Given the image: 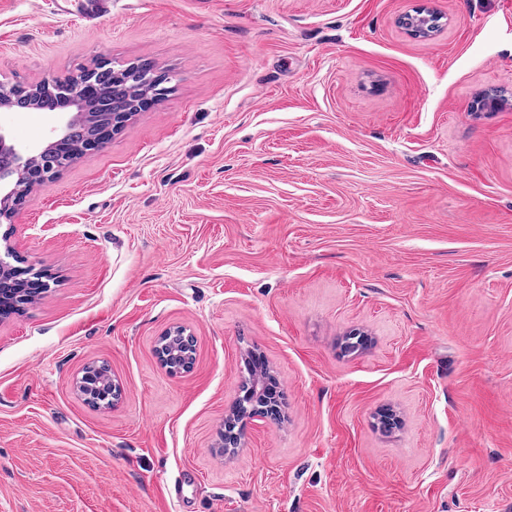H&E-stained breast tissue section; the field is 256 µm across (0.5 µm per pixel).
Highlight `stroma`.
<instances>
[{
	"mask_svg": "<svg viewBox=\"0 0 512 512\" xmlns=\"http://www.w3.org/2000/svg\"><path fill=\"white\" fill-rule=\"evenodd\" d=\"M103 58L173 90L0 221L50 276L0 318V512H512V0H0V80ZM252 350L285 417L227 457ZM67 2H74L75 4L73 9H68V13L85 19H90L102 13H112V0H57L59 7L62 3ZM441 16L433 10L422 9L403 18V26L418 38H430L441 27ZM170 343H173L176 348L173 352V355L176 357L174 362L170 360L168 354H165V351L168 352ZM166 346L167 349L165 350ZM157 353L170 374H178L187 369L193 361L194 354L191 339L188 336H183L179 331H176L175 334L169 332L165 336H162ZM167 359L173 362V364L167 363Z\"/></svg>",
	"mask_w": 512,
	"mask_h": 512,
	"instance_id": "stroma-1",
	"label": "stroma"
}]
</instances>
